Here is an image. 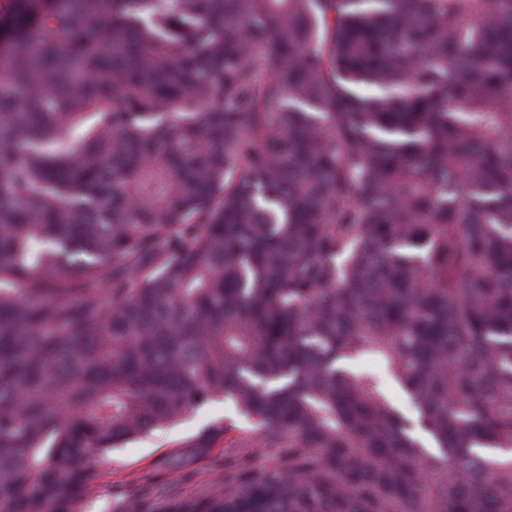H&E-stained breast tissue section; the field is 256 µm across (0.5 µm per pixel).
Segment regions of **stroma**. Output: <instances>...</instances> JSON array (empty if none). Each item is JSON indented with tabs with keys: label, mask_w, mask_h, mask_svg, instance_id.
I'll list each match as a JSON object with an SVG mask.
<instances>
[{
	"label": "stroma",
	"mask_w": 512,
	"mask_h": 512,
	"mask_svg": "<svg viewBox=\"0 0 512 512\" xmlns=\"http://www.w3.org/2000/svg\"><path fill=\"white\" fill-rule=\"evenodd\" d=\"M219 420L224 421L227 427L222 447L224 454H233L257 445V435L250 426L238 418L230 405L224 404L223 400H215L173 425L154 430L112 449L101 463L104 491L88 505L86 512H109V491L113 488L166 484L189 493L204 491L212 476L208 462H198L199 477L190 483L184 482L181 473L160 468L159 462L164 456L174 453L181 443Z\"/></svg>",
	"instance_id": "obj_1"
}]
</instances>
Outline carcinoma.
Instances as JSON below:
<instances>
[{
	"mask_svg": "<svg viewBox=\"0 0 512 512\" xmlns=\"http://www.w3.org/2000/svg\"><path fill=\"white\" fill-rule=\"evenodd\" d=\"M0 74V512L219 398L112 512H512V0H10ZM359 370H368L375 372L379 379L382 391L408 418L415 419V412L412 409L409 400L400 387L393 381L384 367L374 358L365 357L356 362Z\"/></svg>",
	"mask_w": 512,
	"mask_h": 512,
	"instance_id": "1",
	"label": "carcinoma"
}]
</instances>
